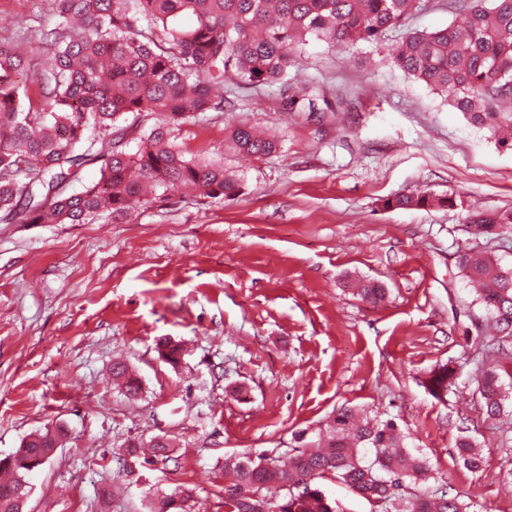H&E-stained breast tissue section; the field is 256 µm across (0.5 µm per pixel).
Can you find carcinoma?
Masks as SVG:
<instances>
[{
    "label": "carcinoma",
    "instance_id": "carcinoma-1",
    "mask_svg": "<svg viewBox=\"0 0 512 512\" xmlns=\"http://www.w3.org/2000/svg\"><path fill=\"white\" fill-rule=\"evenodd\" d=\"M420 7V0H53L56 22L39 29L50 50L42 56V100L22 99L15 77L32 60L17 40L0 39V221L10 224H89L129 215L150 203L146 188H190L198 196L231 199L242 181L224 164L189 158L172 133L195 112L222 106L212 89L229 82L253 89L288 80L296 57L312 37L336 47L379 45L387 32ZM388 61L406 77L443 96L496 142L512 147V0H470L459 22L434 31H408L389 50ZM159 116L136 134L139 119ZM109 138L112 151L99 178L79 192L71 178L96 160L95 135ZM137 135L138 149L126 150ZM227 146L264 156L276 149L239 125ZM448 198L421 193L389 198L397 209L444 206ZM482 233L512 223L493 212L470 216ZM464 277L479 285L477 301L490 320L496 345L512 338V268L488 256L458 258ZM360 295L384 300L385 288L363 284ZM181 344L165 339L159 356L175 366ZM113 374L135 397L141 384L127 366ZM456 369L443 366L429 379L437 398L448 392ZM478 393L489 417L504 410L508 395L496 368L482 372ZM57 437L47 430L23 441L0 461V512H24L29 489L25 476L35 460L51 452ZM317 447L303 443L284 463L258 455L224 460V512H337L317 481L332 476L374 503L380 512H470L445 491L418 492L429 481L425 461L396 440L393 420L370 419L350 408L330 415L316 434ZM155 464L169 458L172 445L153 441ZM456 448L464 464L477 470L480 449L471 438ZM402 488L394 489L393 479ZM186 490L153 495L148 512H186Z\"/></svg>",
    "mask_w": 512,
    "mask_h": 512
}]
</instances>
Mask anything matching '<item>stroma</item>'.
<instances>
[{"label": "stroma", "instance_id": "1", "mask_svg": "<svg viewBox=\"0 0 512 512\" xmlns=\"http://www.w3.org/2000/svg\"><path fill=\"white\" fill-rule=\"evenodd\" d=\"M30 17L53 25L52 0H0V38ZM459 18L421 0L382 45L312 39L286 84L225 86L223 111L194 114L175 142L242 176L234 199L175 189L107 223H0V458L61 432L28 477L27 512H146L159 488L190 490L188 512H224L225 458H288L343 406L393 420L476 512H512V342L483 348L487 314L457 259L471 249L512 268V229L468 221L512 212V149L385 60L402 32ZM311 86L331 112L290 110ZM237 125L272 133L276 151H230ZM423 192L448 206L384 205ZM360 280L383 283L385 301H362ZM162 338L183 344L179 366ZM118 361L137 397L114 384ZM447 363L461 375L439 400L425 382ZM489 366L509 394L496 419L476 392ZM152 436L171 439L169 460L123 471L124 444ZM463 436L479 470L458 456ZM507 220V222L505 221ZM470 222L482 233H494L497 229L502 228L503 224L512 223V214L505 218L493 212H480L470 216Z\"/></svg>", "mask_w": 512, "mask_h": 512}]
</instances>
